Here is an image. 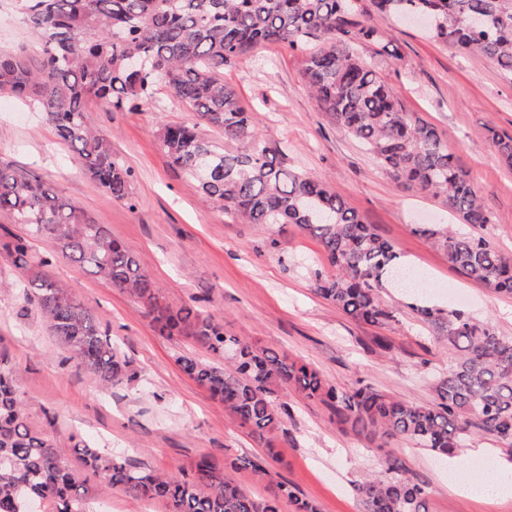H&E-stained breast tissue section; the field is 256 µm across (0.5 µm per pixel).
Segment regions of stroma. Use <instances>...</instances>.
Wrapping results in <instances>:
<instances>
[{
    "mask_svg": "<svg viewBox=\"0 0 512 512\" xmlns=\"http://www.w3.org/2000/svg\"><path fill=\"white\" fill-rule=\"evenodd\" d=\"M373 22L385 38L359 46V54L404 111L432 124L459 157L494 217L480 235L512 259V167L488 139L492 128L512 136V74L481 55L457 54L416 24L393 16ZM20 49L39 53L14 0H0V51ZM302 63L300 50L268 43L226 69L224 78L253 109L258 129L281 150L289 170L324 180L393 244L399 262L426 272V305L463 311L512 337V295L465 278L432 240L413 230L417 224L454 223V216L384 175L368 151L320 112L301 79ZM86 114L132 171L129 202L112 199L92 183L40 113L7 95H0V161L71 199L121 239L166 302L199 306L225 331L311 364L334 385L348 389L360 379L417 404L434 400L433 383L451 362L410 298L396 288L382 290V301L399 311L396 324L354 321L313 291L316 275L332 272L315 238L291 224L233 222L205 203L196 184L172 166L157 139L158 126L196 123L195 112L163 88L153 103L124 112L88 101ZM18 237L28 241L31 265L54 251L50 240L0 215V365L14 371L30 425L49 435L57 455L74 462L75 448L88 443L168 473L191 471L206 457L245 489L265 495L266 485L257 483L250 469L231 465L265 455V447L176 362L192 349L191 340L158 335L129 294L53 260L47 273L70 288L137 372L133 384L101 389L21 297L11 248ZM276 404L281 426L269 479L288 484L320 512H364L354 482L382 473L394 459L424 486L429 512H512V494L485 500L449 493L450 457L398 438L377 446L291 386L280 390ZM467 446L483 463L480 478L512 469V447L497 438L476 432ZM81 476L94 493L93 512H166L163 503L104 488L92 470Z\"/></svg>",
    "mask_w": 512,
    "mask_h": 512,
    "instance_id": "1",
    "label": "stroma"
}]
</instances>
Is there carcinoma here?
Instances as JSON below:
<instances>
[{
  "label": "carcinoma",
  "mask_w": 512,
  "mask_h": 512,
  "mask_svg": "<svg viewBox=\"0 0 512 512\" xmlns=\"http://www.w3.org/2000/svg\"><path fill=\"white\" fill-rule=\"evenodd\" d=\"M41 45L39 64L24 52H0V94L42 113L84 173L112 198L129 200L130 170L112 155L110 139L88 125L85 104L107 101L115 112L153 101L163 86L224 139L220 149L197 125L165 122L157 135L172 165L193 179L202 198L248 224H293L318 239L335 273L318 275L314 291L357 322L390 326L397 310L379 296L397 272V254L323 180L288 170L258 130L252 111L224 83V69L270 42L304 52L302 78L321 111L354 137L407 189L438 200L464 224L493 223L469 174L435 127L403 110L357 46L384 32L359 0H16ZM378 12L429 16L434 41L477 53L512 73V0H373ZM512 166V136L488 129ZM0 214L51 239L57 256L76 263L141 305L162 336H184L208 353L182 354V371L224 404L259 441L280 425L279 388L292 385L359 434L400 438L448 455L475 431L512 445V338L461 311L420 307L422 320L448 348V375L436 397L417 404L359 380L330 384L312 365L227 334L197 306L173 308L125 243L112 237L69 198L0 163ZM448 263L469 280L512 294V262L484 237L440 224H418ZM26 295L50 336L105 389L137 379L131 362L95 317L61 282L28 267V245H14ZM80 465L104 486L167 512H319L287 485L257 497L201 459L191 473L159 474L105 448H75ZM366 512H428L425 489L396 461L388 475L354 484ZM91 492L80 471L59 458L49 437L28 422L10 370L0 369V512H25L28 497L46 512H87Z\"/></svg>",
  "instance_id": "1"
}]
</instances>
